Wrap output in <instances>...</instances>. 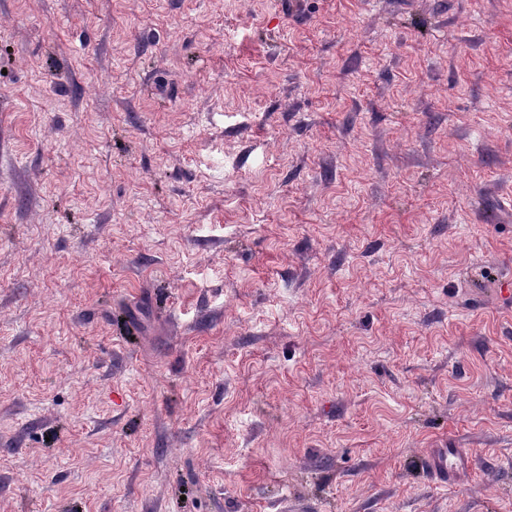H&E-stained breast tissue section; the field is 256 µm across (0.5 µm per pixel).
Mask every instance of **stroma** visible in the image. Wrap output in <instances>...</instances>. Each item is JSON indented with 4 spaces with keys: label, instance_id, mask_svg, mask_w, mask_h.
Instances as JSON below:
<instances>
[{
    "label": "stroma",
    "instance_id": "35a3bbf8",
    "mask_svg": "<svg viewBox=\"0 0 512 512\" xmlns=\"http://www.w3.org/2000/svg\"><path fill=\"white\" fill-rule=\"evenodd\" d=\"M509 277L512 0H0V512H512ZM447 446L445 441L439 445L440 448H431L427 457L430 472L445 483L471 465V456L463 448H447Z\"/></svg>",
    "mask_w": 512,
    "mask_h": 512
}]
</instances>
